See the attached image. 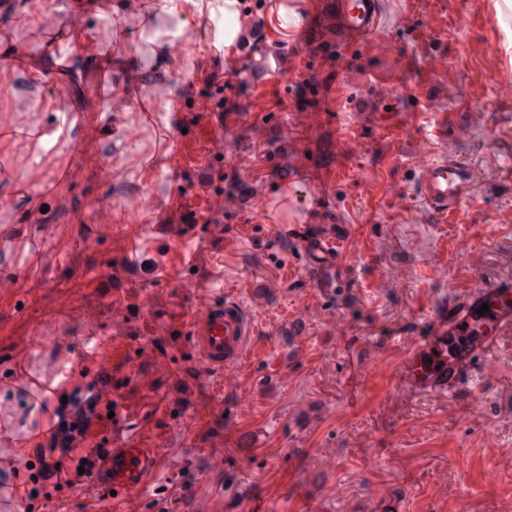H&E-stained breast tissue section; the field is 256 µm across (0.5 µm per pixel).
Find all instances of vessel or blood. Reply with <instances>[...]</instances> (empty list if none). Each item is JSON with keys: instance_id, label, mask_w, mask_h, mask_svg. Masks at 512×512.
<instances>
[{"instance_id": "b4317fda", "label": "vessel or blood", "mask_w": 512, "mask_h": 512, "mask_svg": "<svg viewBox=\"0 0 512 512\" xmlns=\"http://www.w3.org/2000/svg\"><path fill=\"white\" fill-rule=\"evenodd\" d=\"M334 6L338 26L350 44L359 47L378 36V0H334ZM169 123L179 134L174 164L184 174L194 168L187 144L204 131L219 138L224 129L223 122L215 120L209 112H173ZM473 188V168L463 159L427 160L420 168L419 194L436 213L451 215L470 200ZM177 230L174 224H142L137 208L128 210V241H135L146 232L168 237ZM281 232L305 256L311 280L324 288L333 287L329 273L337 265L344 225L337 223L333 214L321 212L314 223L291 224L282 227ZM485 302L490 308L481 321L479 341L459 345L460 323L469 319L472 306ZM511 314L510 288L487 285L462 297L452 305L450 313L429 321L421 342L407 352L400 369L404 385L419 393L444 395L462 380L472 378L479 352L484 344L500 335ZM74 325L83 338L76 353L77 368L54 383L26 378L19 388L29 396H56L72 390L76 401L93 397L97 400L94 413L76 419L72 452L48 450L51 432L45 429L40 435V446H29L20 457L1 456L0 469L30 479L43 496L89 488L111 496L113 512H123L124 504L147 492L153 483L159 451L141 447L130 432L131 419L121 398V388L112 382L115 340L111 332L81 319L75 320ZM253 333L252 321L243 305L234 296L214 288L191 310L185 343L201 373L222 376L242 363Z\"/></svg>"}]
</instances>
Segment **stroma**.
Here are the masks:
<instances>
[{
	"instance_id": "1",
	"label": "stroma",
	"mask_w": 512,
	"mask_h": 512,
	"mask_svg": "<svg viewBox=\"0 0 512 512\" xmlns=\"http://www.w3.org/2000/svg\"><path fill=\"white\" fill-rule=\"evenodd\" d=\"M64 0H0V84L30 68L68 82L81 107L62 126L60 103L36 86L0 99V126L41 137L0 138V160L28 193L42 195L50 226H25L0 243V375L45 379L68 372L80 338L65 317L138 350L135 369L112 378L132 413L140 444L162 453L154 491L127 512H512V333L477 361L481 386L444 396L407 389L399 372L430 318L484 285L512 287V102L495 84L512 80V7L505 0H380V36L361 47H301L304 28L344 43L322 0H261L225 15L224 0H92L94 23L111 40L75 47L59 35ZM233 57H217L228 30ZM280 55L289 66L276 89L250 80L253 59ZM224 74L229 119L216 144H199L191 194L192 239L144 234L128 246L124 213L138 205L155 223L173 190L176 148L167 115L190 93L188 69ZM130 91L124 105L100 101ZM447 121L446 136L433 135ZM350 134L357 149L341 155ZM223 153L233 168L236 211L204 224L208 165ZM460 156L475 168L473 198L447 219L427 221L415 195L423 159ZM329 176L328 194L288 195L294 167ZM112 172L104 185L102 168ZM65 182L45 187L56 175ZM346 226L335 288L314 284L280 224L305 223L310 207ZM196 254L193 267L182 253ZM238 290L255 335L231 381L200 377L184 343L190 307L208 289ZM400 345L387 344L391 335ZM46 337L42 352L30 348ZM164 362L167 372L154 371ZM54 399L23 401L0 386V454L23 453L54 415ZM220 452L224 468L210 470ZM182 460L179 472L171 463Z\"/></svg>"
}]
</instances>
